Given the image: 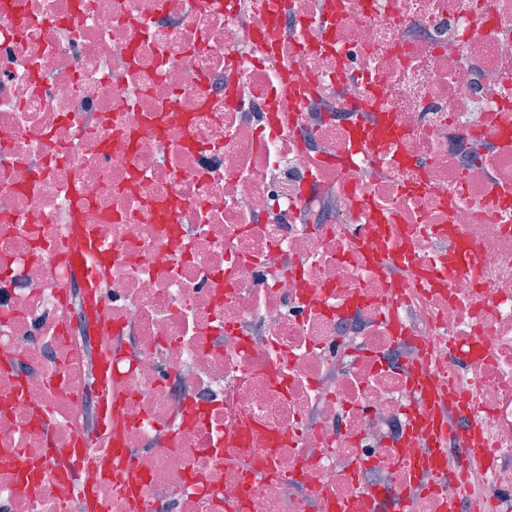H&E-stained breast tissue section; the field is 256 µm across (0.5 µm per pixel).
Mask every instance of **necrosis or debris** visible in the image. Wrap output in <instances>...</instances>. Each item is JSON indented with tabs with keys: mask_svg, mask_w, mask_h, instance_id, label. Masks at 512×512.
<instances>
[{
	"mask_svg": "<svg viewBox=\"0 0 512 512\" xmlns=\"http://www.w3.org/2000/svg\"><path fill=\"white\" fill-rule=\"evenodd\" d=\"M86 491L512 512V0H0V512Z\"/></svg>",
	"mask_w": 512,
	"mask_h": 512,
	"instance_id": "obj_1",
	"label": "necrosis or debris"
}]
</instances>
